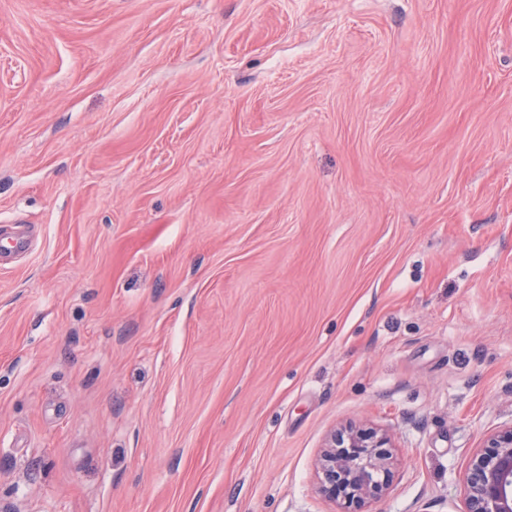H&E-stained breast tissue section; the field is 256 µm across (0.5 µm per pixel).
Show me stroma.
<instances>
[{
	"instance_id": "stroma-1",
	"label": "stroma",
	"mask_w": 512,
	"mask_h": 512,
	"mask_svg": "<svg viewBox=\"0 0 512 512\" xmlns=\"http://www.w3.org/2000/svg\"><path fill=\"white\" fill-rule=\"evenodd\" d=\"M0 505L466 512L512 427V0H0ZM1 251L0 260L8 261L25 253L31 246V239L24 232L13 227H0ZM6 242V245L3 243ZM391 439L370 428L335 431L320 457V491L338 501L340 512H371L392 476Z\"/></svg>"
}]
</instances>
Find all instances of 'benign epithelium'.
I'll return each mask as SVG.
<instances>
[{
  "label": "benign epithelium",
  "instance_id": "obj_1",
  "mask_svg": "<svg viewBox=\"0 0 512 512\" xmlns=\"http://www.w3.org/2000/svg\"><path fill=\"white\" fill-rule=\"evenodd\" d=\"M391 439L370 428L333 433L320 457V491L341 512H369L392 476ZM467 512H512V427L491 435L463 475Z\"/></svg>",
  "mask_w": 512,
  "mask_h": 512
}]
</instances>
